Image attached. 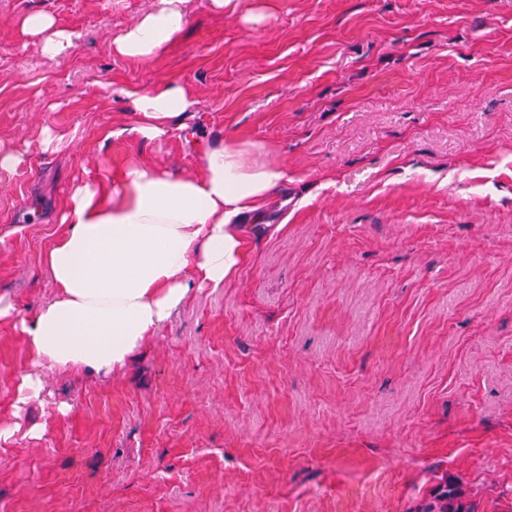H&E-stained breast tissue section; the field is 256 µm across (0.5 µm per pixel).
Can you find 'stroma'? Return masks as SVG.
Returning a JSON list of instances; mask_svg holds the SVG:
<instances>
[{
	"mask_svg": "<svg viewBox=\"0 0 512 512\" xmlns=\"http://www.w3.org/2000/svg\"><path fill=\"white\" fill-rule=\"evenodd\" d=\"M151 0H0V296L55 288L73 188L129 164L263 145L288 174L223 288H192L109 375L49 371L0 323V512H414L441 479L512 512V0H189L150 61L112 39ZM52 15L54 59L17 19ZM195 105L112 140L128 91ZM55 148L37 147L43 130Z\"/></svg>",
	"mask_w": 512,
	"mask_h": 512,
	"instance_id": "obj_1",
	"label": "stroma"
}]
</instances>
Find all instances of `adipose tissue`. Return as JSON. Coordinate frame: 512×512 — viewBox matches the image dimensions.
I'll list each match as a JSON object with an SVG mask.
<instances>
[{"mask_svg": "<svg viewBox=\"0 0 512 512\" xmlns=\"http://www.w3.org/2000/svg\"><path fill=\"white\" fill-rule=\"evenodd\" d=\"M183 2L154 0L114 37V51L144 61L163 55L188 25ZM20 27L44 57L75 46L72 33L49 14L25 15ZM192 105L190 91L178 82L130 93L134 120L122 133L154 141ZM263 152L253 142L210 147L194 174L131 165L112 180L74 191L61 217L64 229L42 256L54 299L21 318L0 297V320H19L36 365L20 377L16 410L40 395L45 371L108 374L126 366L170 319L190 283L217 289L237 274L249 242L264 229L269 201L288 181Z\"/></svg>", "mask_w": 512, "mask_h": 512, "instance_id": "obj_1", "label": "adipose tissue"}]
</instances>
